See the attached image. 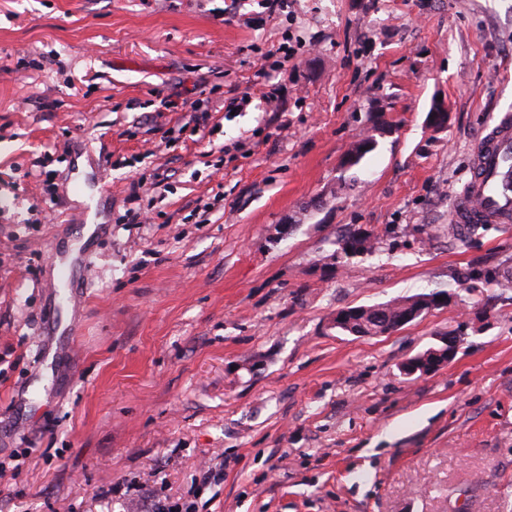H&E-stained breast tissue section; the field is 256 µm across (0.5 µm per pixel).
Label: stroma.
I'll use <instances>...</instances> for the list:
<instances>
[{
  "label": "stroma",
  "mask_w": 512,
  "mask_h": 512,
  "mask_svg": "<svg viewBox=\"0 0 512 512\" xmlns=\"http://www.w3.org/2000/svg\"><path fill=\"white\" fill-rule=\"evenodd\" d=\"M502 112L512 0H0V512H512V231L448 233ZM435 291L393 334L331 327ZM443 334L451 363L400 372ZM373 233L369 231H359L353 235H350L348 237H345L340 240L339 247L336 252H339L342 254L345 258H349L351 256L357 255V254H364L371 252L372 250V244H371V237ZM353 240L354 244H352L351 250H349L346 245L347 243ZM361 246V248L356 247Z\"/></svg>",
  "instance_id": "1"
}]
</instances>
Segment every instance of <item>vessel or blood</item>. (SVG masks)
<instances>
[{
    "instance_id": "vessel-or-blood-1",
    "label": "vessel or blood",
    "mask_w": 512,
    "mask_h": 512,
    "mask_svg": "<svg viewBox=\"0 0 512 512\" xmlns=\"http://www.w3.org/2000/svg\"><path fill=\"white\" fill-rule=\"evenodd\" d=\"M510 156L512 114L505 113L474 146L471 179L453 204L452 223L512 225V169L503 164Z\"/></svg>"
}]
</instances>
